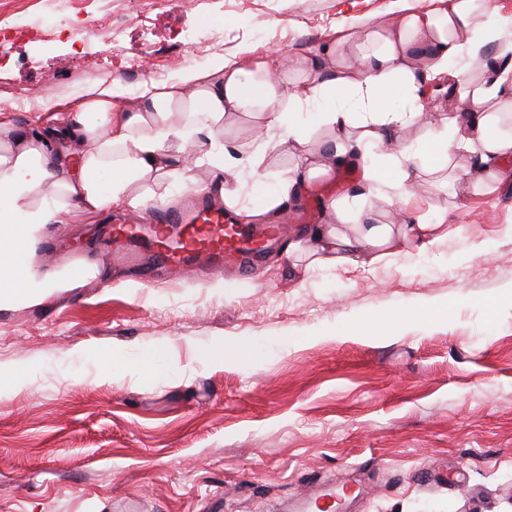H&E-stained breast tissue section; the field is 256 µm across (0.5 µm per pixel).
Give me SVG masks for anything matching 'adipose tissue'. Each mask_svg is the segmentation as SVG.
<instances>
[{
  "label": "adipose tissue",
  "instance_id": "ef3b65f1",
  "mask_svg": "<svg viewBox=\"0 0 512 512\" xmlns=\"http://www.w3.org/2000/svg\"><path fill=\"white\" fill-rule=\"evenodd\" d=\"M501 37L489 0H436L433 9L405 13L393 25L330 40L320 58L265 56L249 65L220 59L205 69L186 68L173 81L144 79L133 105L116 82L85 88L65 107L46 99L44 111L66 113L64 123L46 133L0 119V305L75 285L65 271L50 278L17 266L18 242L36 243L47 225L72 223L83 212L128 208L148 215L168 203L166 188L174 183L191 193L219 191L227 208L263 224L305 183L332 178L354 153L368 183L390 182L406 212L423 201L421 175H445L463 191L502 178L495 164L512 158V133L501 127L512 112V79L504 73L479 90L494 99L495 109L433 113L435 132L425 144L396 142L394 155L382 153L394 134L417 122L422 88L447 74L449 59L478 58ZM396 87L406 97L400 108L389 99ZM333 93L352 100L354 111L318 113L315 123L326 137L276 189L264 191L267 153L306 143L303 113ZM233 114L258 121L263 137L226 147L224 121ZM460 130L467 131L471 151L461 170L454 163ZM199 168L208 178H197ZM245 169L259 195L250 207L243 203ZM428 230L425 224H385L351 236L328 221L292 249L315 265L356 267L363 254L381 259L399 244L424 239Z\"/></svg>",
  "mask_w": 512,
  "mask_h": 512
}]
</instances>
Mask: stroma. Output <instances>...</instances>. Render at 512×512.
Listing matches in <instances>:
<instances>
[{
    "instance_id": "35a3bbf8",
    "label": "stroma",
    "mask_w": 512,
    "mask_h": 512,
    "mask_svg": "<svg viewBox=\"0 0 512 512\" xmlns=\"http://www.w3.org/2000/svg\"><path fill=\"white\" fill-rule=\"evenodd\" d=\"M433 0H84L53 36L0 38V109L51 127L102 81L171 79L219 58L302 56L335 32L386 26ZM69 0H0L38 26ZM448 62L423 109L464 112ZM22 87L36 104L21 111ZM360 207L388 224L397 204L364 178L316 181L290 208ZM409 224L446 237L364 267H308L277 241L248 281L207 271L160 280L114 257L97 224H52L25 261L45 274L75 253L98 280L0 307V512H512V180L478 193L426 186ZM370 322L351 330L354 319ZM111 360V375L101 365ZM151 361L149 373L135 366Z\"/></svg>"
}]
</instances>
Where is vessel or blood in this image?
<instances>
[{
    "mask_svg": "<svg viewBox=\"0 0 512 512\" xmlns=\"http://www.w3.org/2000/svg\"><path fill=\"white\" fill-rule=\"evenodd\" d=\"M148 224L151 234L145 238L134 223L102 228L103 235L123 249L124 260H140L148 276L160 268L189 273L205 266L217 271L230 268L242 277L260 261L268 242L289 230L278 224L256 231L234 222L227 209L206 195L195 197L186 209H155Z\"/></svg>",
    "mask_w": 512,
    "mask_h": 512,
    "instance_id": "obj_1",
    "label": "vessel or blood"
}]
</instances>
